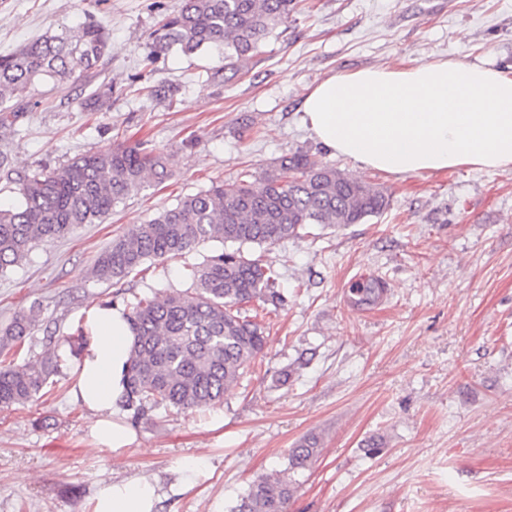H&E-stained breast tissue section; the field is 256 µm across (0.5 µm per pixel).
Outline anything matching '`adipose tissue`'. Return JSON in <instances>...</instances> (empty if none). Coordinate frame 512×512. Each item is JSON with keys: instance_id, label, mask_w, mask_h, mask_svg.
I'll return each mask as SVG.
<instances>
[{"instance_id": "1", "label": "adipose tissue", "mask_w": 512, "mask_h": 512, "mask_svg": "<svg viewBox=\"0 0 512 512\" xmlns=\"http://www.w3.org/2000/svg\"><path fill=\"white\" fill-rule=\"evenodd\" d=\"M303 115L325 148L364 170L512 168V69L446 59L345 71L305 90ZM84 323L89 344L70 395L93 413L94 443L116 451L137 439L118 416L133 333L117 307H91ZM159 501L149 479L105 476L93 512H156Z\"/></svg>"}]
</instances>
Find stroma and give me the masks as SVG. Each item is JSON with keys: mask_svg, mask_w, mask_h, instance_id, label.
<instances>
[{"mask_svg": "<svg viewBox=\"0 0 512 512\" xmlns=\"http://www.w3.org/2000/svg\"><path fill=\"white\" fill-rule=\"evenodd\" d=\"M180 0H0V54L94 20L112 57L94 76L38 83L0 128V207L33 169L117 143L172 155L174 175L148 184L98 224L32 249L0 274V329L22 311L36 325L19 360L59 341L60 372L43 396L0 407V512H92L102 474L145 477L161 512H232L249 484L288 465L303 438L320 439L290 473L287 512H512V168L389 175L332 155L303 126L302 93L344 71L410 58L512 67V0H301L280 37L238 72L223 51L160 50L159 13ZM155 54L152 71L142 59ZM108 108L85 109L101 83ZM165 84L173 100L147 96ZM383 190L388 208L359 224L308 225L272 246L287 301L266 315L263 353L206 411L142 420L138 444L96 446L92 413L69 396L85 348L75 331L95 305L190 288L208 241L152 260L120 283L93 266L114 238L179 198L261 175L295 152ZM378 280L376 302L347 287ZM210 477L184 488L178 467ZM319 445V439L311 436L303 439L295 448H292L288 455L289 470L305 469L318 454Z\"/></svg>", "mask_w": 512, "mask_h": 512, "instance_id": "35a3bbf8", "label": "stroma"}]
</instances>
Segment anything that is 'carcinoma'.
Instances as JSON below:
<instances>
[{
  "instance_id": "1",
  "label": "carcinoma",
  "mask_w": 512,
  "mask_h": 512,
  "mask_svg": "<svg viewBox=\"0 0 512 512\" xmlns=\"http://www.w3.org/2000/svg\"><path fill=\"white\" fill-rule=\"evenodd\" d=\"M296 7L297 0H180L178 9L160 20L159 42L185 54L222 45L224 59L236 71L267 38L278 36ZM111 53L109 37L95 22L29 42L0 55V102L27 95L48 78L95 72ZM111 99L112 86L102 85L84 106L99 111ZM172 176L170 155L123 144L25 175L18 183L20 205L0 208V273L22 262L36 245L102 220L128 194ZM388 204L377 187L298 152L281 157L252 181L215 184L187 195L112 240L97 257L94 274L115 283L148 260L181 255L205 241L237 245L191 267V289L126 304L135 342L120 406L139 421L156 411L223 402L265 345L264 327L242 315L243 306L257 299L277 309L285 300L277 270L245 254L243 246L275 245L309 224H359ZM34 322L31 310L0 331V407L34 400L58 372L59 356L50 342L22 365L9 358L7 349L23 344ZM319 445L314 436L303 439L289 452V469L306 468ZM293 491L288 472L267 474L250 483L233 512H286Z\"/></svg>"
}]
</instances>
